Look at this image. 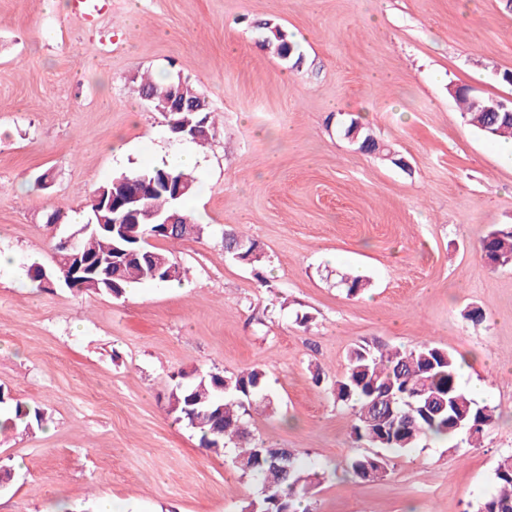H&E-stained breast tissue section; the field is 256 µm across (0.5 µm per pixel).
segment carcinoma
Here are the masks:
<instances>
[{
  "instance_id": "obj_1",
  "label": "carcinoma",
  "mask_w": 512,
  "mask_h": 512,
  "mask_svg": "<svg viewBox=\"0 0 512 512\" xmlns=\"http://www.w3.org/2000/svg\"><path fill=\"white\" fill-rule=\"evenodd\" d=\"M141 91L153 99L154 106L163 107L171 93V82L146 78ZM457 100L463 104L462 117L467 125L483 136L512 137V116L508 113L477 111L478 107L489 104V97L463 91ZM164 177L183 185L184 192L178 199H172L169 192L153 185V181ZM124 178L140 180L145 202L163 215L181 212L183 201L197 188L196 178L174 165L130 171L93 191L91 217L107 215L106 199L118 192ZM222 234L224 253L250 266L260 285H267L260 243L231 230ZM150 238L177 242L182 240V234L166 232L161 224H126L119 237L99 227L82 235V252L90 258L108 257L122 250L135 251L137 256L113 269L114 276L90 281L79 292L103 293L119 299L135 284L172 283L186 277L187 270L181 266L176 276H167L175 261L150 244ZM479 250L488 263H512V226L489 231L480 240ZM67 256L63 244H57L50 279L63 287ZM340 285L347 295L355 297L367 288L368 281L359 276L343 277ZM348 361L347 372L334 382L332 394L338 402L353 403L352 435L358 442L399 452L416 448L427 439L452 442L468 433L480 435L496 419L495 408L477 404L460 387L456 357L430 342L410 348L359 344L350 350ZM267 386L268 372L263 368L230 375L202 371L192 380L174 386L169 406L178 420L187 424L195 413H200L193 429L200 433L201 446L218 452L233 445L235 467L261 482V495L243 506L242 512H293L294 502L307 497L323 476L304 468L290 450L266 447L262 439L248 430L246 416L251 409L260 405L271 407V401L264 399ZM43 423L39 408L0 392V432H27ZM387 465V458L374 455L357 456L350 462L354 476L363 481L383 477ZM495 479L496 492L481 502L476 512H512V455L499 461Z\"/></svg>"
}]
</instances>
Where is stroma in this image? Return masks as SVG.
<instances>
[{
	"mask_svg": "<svg viewBox=\"0 0 512 512\" xmlns=\"http://www.w3.org/2000/svg\"><path fill=\"white\" fill-rule=\"evenodd\" d=\"M105 2L83 21L68 0H0V252L51 265L94 189L183 150L139 95L147 73L186 79L215 116L190 210L208 232L158 243L187 279L121 299L0 275V390L47 418L0 436V512H240L259 481L168 397L255 367L273 408L249 428L325 474L306 512H474L512 455V265L478 249L512 224V142L466 126L448 87L512 95V0ZM266 23L300 64L263 46ZM353 118L383 153L345 137ZM225 226L260 242L267 286L225 254ZM347 272L370 289L347 296ZM422 340L486 384L496 419L477 444L427 441L360 481L349 462L373 449L331 386L355 345Z\"/></svg>",
	"mask_w": 512,
	"mask_h": 512,
	"instance_id": "35a3bbf8",
	"label": "stroma"
}]
</instances>
